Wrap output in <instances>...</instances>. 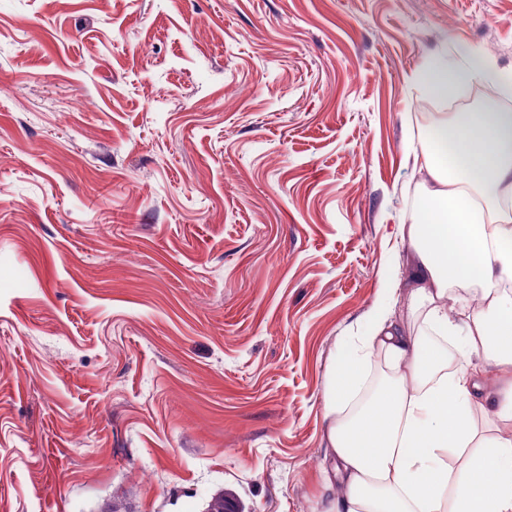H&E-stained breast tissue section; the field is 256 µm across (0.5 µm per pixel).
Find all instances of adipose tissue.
I'll return each mask as SVG.
<instances>
[{
    "label": "adipose tissue",
    "mask_w": 512,
    "mask_h": 512,
    "mask_svg": "<svg viewBox=\"0 0 512 512\" xmlns=\"http://www.w3.org/2000/svg\"><path fill=\"white\" fill-rule=\"evenodd\" d=\"M493 59L423 70L428 92L445 99L465 83L493 80ZM416 166L424 206L398 232L409 247L411 303L435 335L457 345L456 361L410 335L379 301L358 344L328 374L323 403L326 457L320 479L327 512H512V436L487 435L476 415L512 422V112H435ZM477 286L483 305L465 320L449 307ZM383 355L395 374L367 400L365 368ZM493 364L486 383L472 356Z\"/></svg>",
    "instance_id": "1"
}]
</instances>
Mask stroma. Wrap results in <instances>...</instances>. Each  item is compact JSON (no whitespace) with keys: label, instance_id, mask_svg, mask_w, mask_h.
I'll return each instance as SVG.
<instances>
[{"label":"stroma","instance_id":"stroma-1","mask_svg":"<svg viewBox=\"0 0 512 512\" xmlns=\"http://www.w3.org/2000/svg\"><path fill=\"white\" fill-rule=\"evenodd\" d=\"M512 0H0V512H326L327 375L408 305L415 75Z\"/></svg>","mask_w":512,"mask_h":512}]
</instances>
